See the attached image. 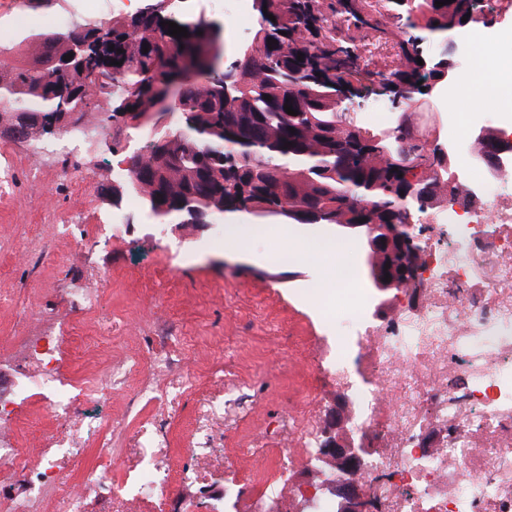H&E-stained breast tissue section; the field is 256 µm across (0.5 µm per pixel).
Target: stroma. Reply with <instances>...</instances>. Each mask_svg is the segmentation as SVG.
Instances as JSON below:
<instances>
[{"instance_id":"obj_1","label":"stroma","mask_w":512,"mask_h":512,"mask_svg":"<svg viewBox=\"0 0 512 512\" xmlns=\"http://www.w3.org/2000/svg\"><path fill=\"white\" fill-rule=\"evenodd\" d=\"M196 14L242 42L254 16L226 11L224 0H191ZM106 20L112 0H0V47L24 62L39 52L26 34L60 30L58 17ZM11 165L0 189V401L16 425L0 441L24 448L68 449L62 482L45 495L42 512H67L73 486L107 473L81 512H203L232 489L237 512L276 504L295 512L281 490L277 462L293 480L308 479L300 446L308 420L325 418L344 388L327 369L334 331L301 291L322 271L315 263H275L279 247L335 229L322 224H272L224 251L223 227L159 225L136 198L112 208L102 194L117 174L111 150L75 156L36 152L33 142L0 137V161ZM119 219L117 231L97 227ZM72 225L75 240L58 227ZM101 283L93 308L85 288ZM31 310L23 326L14 314ZM61 339L62 377L95 388L103 400L67 418L49 411L41 390L17 396L16 378L32 368L28 341L48 332ZM182 343L180 363L157 374L143 354ZM165 479V492L133 496L141 474Z\"/></svg>"}]
</instances>
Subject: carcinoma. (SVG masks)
<instances>
[{"label": "carcinoma", "instance_id": "cac0c4a2", "mask_svg": "<svg viewBox=\"0 0 512 512\" xmlns=\"http://www.w3.org/2000/svg\"><path fill=\"white\" fill-rule=\"evenodd\" d=\"M186 2L141 0L132 13L90 22L85 37L94 38L93 54L80 70L61 67L72 39L26 36L40 54L0 64V102L29 104L22 136L44 144L73 96L91 86L86 118L102 133L112 130L114 152L155 116L181 115L180 129L156 132L127 156L128 178L108 189L114 205L136 196L157 224H211L238 213L279 224L404 223L415 204L409 181L378 154L348 147L352 119L339 98L362 82L361 55L386 47V70L375 73V83L401 86L411 109L428 75L419 72L415 43L379 17L414 19L446 35L477 12L475 0L441 7L435 0H252L257 29L228 64L220 27L187 12ZM162 21L188 36L169 35ZM368 31L378 34L372 43ZM286 103L298 115L287 114ZM356 192L371 209L343 207V194Z\"/></svg>", "mask_w": 512, "mask_h": 512}]
</instances>
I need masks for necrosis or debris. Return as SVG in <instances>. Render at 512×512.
<instances>
[{"instance_id":"obj_1","label":"necrosis or debris","mask_w":512,"mask_h":512,"mask_svg":"<svg viewBox=\"0 0 512 512\" xmlns=\"http://www.w3.org/2000/svg\"><path fill=\"white\" fill-rule=\"evenodd\" d=\"M504 31L484 18L458 33L465 64L444 99L472 80L480 45ZM462 168L464 189L423 216L450 226L453 240L425 247L418 303L401 306L386 325H371L370 292L350 262L334 266V288L316 279L303 290L327 317L346 311L362 334L357 342L337 337V362L353 347L372 359L349 390L357 425L382 447L359 474L380 512H512V155L495 176L484 174L475 155ZM28 349L34 364L17 383L20 393L44 388L60 417L95 402L87 388L74 394L59 379L57 337ZM455 377L462 391L450 387ZM434 426L447 427L449 439L431 451L421 436Z\"/></svg>"}]
</instances>
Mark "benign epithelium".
<instances>
[{"instance_id":"7a95c632","label":"benign epithelium","mask_w":512,"mask_h":512,"mask_svg":"<svg viewBox=\"0 0 512 512\" xmlns=\"http://www.w3.org/2000/svg\"><path fill=\"white\" fill-rule=\"evenodd\" d=\"M419 57L423 60L422 69L436 75L426 87V93L436 95L439 84L449 81L454 76V64L448 59V52L440 55L425 53L422 45H417ZM83 102H78L70 111L64 113L58 131L65 133L82 128L81 112ZM395 130L388 129L373 136L359 132L356 139L360 144L385 143L384 153L387 158L402 169H408V180L415 186L425 180L440 185L444 177L452 175L458 183L465 180L464 173L455 169L448 171L454 150L437 146L428 167L421 170L416 167L412 155L397 146L394 139ZM477 142L485 145L484 162L493 175L502 169L503 156L512 153V146L480 131L474 134ZM355 229L352 242L361 248L366 257V270L372 281L375 299L379 300L376 313H381L386 301L382 296L394 293L402 288L420 286V264L422 248L419 247L420 236L413 223L408 224H353ZM390 268H385V265ZM390 278H385V275ZM354 415V408L349 398L341 396L336 406L332 407L325 419L322 442L317 460L333 470V477L313 484L314 491L305 495L298 512H309L322 495L336 497L339 512H374L375 502L369 488L357 480L356 473L364 468V461L372 448L367 435L361 430L348 426Z\"/></svg>"}]
</instances>
